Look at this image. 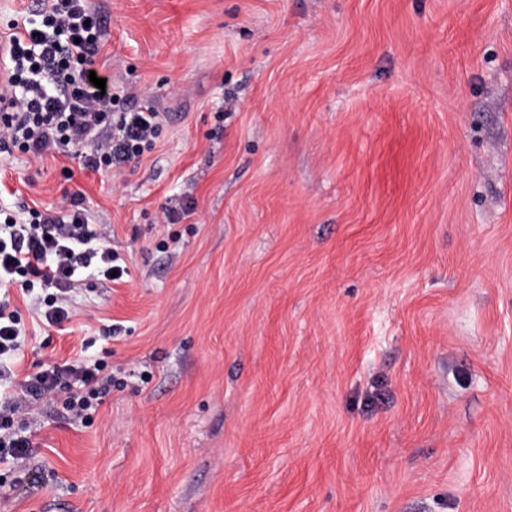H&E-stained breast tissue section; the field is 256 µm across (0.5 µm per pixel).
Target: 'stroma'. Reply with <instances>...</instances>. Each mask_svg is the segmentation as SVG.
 Here are the masks:
<instances>
[{"mask_svg":"<svg viewBox=\"0 0 512 512\" xmlns=\"http://www.w3.org/2000/svg\"><path fill=\"white\" fill-rule=\"evenodd\" d=\"M89 2L162 129L106 172L0 152V210L78 193L130 271L21 305L14 371L129 380L44 409L0 512H512V0Z\"/></svg>","mask_w":512,"mask_h":512,"instance_id":"stroma-1","label":"stroma"}]
</instances>
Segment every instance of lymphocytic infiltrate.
<instances>
[{
    "label": "lymphocytic infiltrate",
    "instance_id": "1",
    "mask_svg": "<svg viewBox=\"0 0 512 512\" xmlns=\"http://www.w3.org/2000/svg\"><path fill=\"white\" fill-rule=\"evenodd\" d=\"M106 35L103 16L88 0H44L23 33L9 41L7 86L0 93V148L41 158L72 153L85 168L108 171L152 150L161 115L147 107L117 110V93L89 80ZM111 231L90 223L78 195L63 193L52 211L0 221V288L18 286L33 297L34 314L48 326L72 316L71 298L82 276L124 278V258L110 245ZM25 325L9 300L0 299V462L22 468L33 446L42 406L58 404L73 422L90 426L117 380L106 362L83 355L50 358L13 382L10 364L26 344ZM26 410L28 423L15 415Z\"/></svg>",
    "mask_w": 512,
    "mask_h": 512
}]
</instances>
